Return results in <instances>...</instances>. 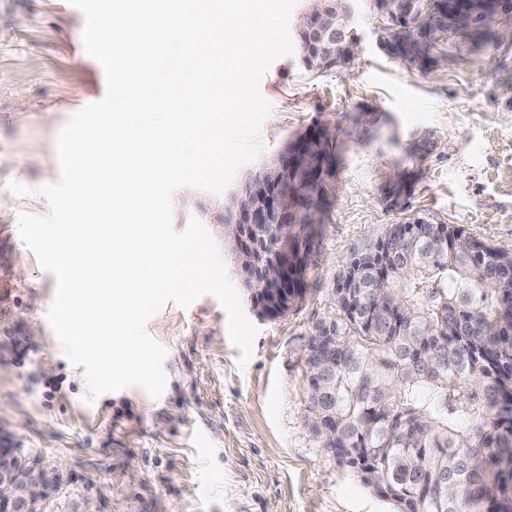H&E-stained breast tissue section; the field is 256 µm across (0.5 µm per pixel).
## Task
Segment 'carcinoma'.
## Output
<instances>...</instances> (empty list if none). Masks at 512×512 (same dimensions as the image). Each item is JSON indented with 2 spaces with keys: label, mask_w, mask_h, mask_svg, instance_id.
<instances>
[{
  "label": "carcinoma",
  "mask_w": 512,
  "mask_h": 512,
  "mask_svg": "<svg viewBox=\"0 0 512 512\" xmlns=\"http://www.w3.org/2000/svg\"><path fill=\"white\" fill-rule=\"evenodd\" d=\"M433 20L379 0L392 51L407 54L469 18L433 0ZM298 62L309 70L349 63L322 51L299 19ZM356 45L351 15L336 23ZM319 161L298 173L321 209L336 145L315 143ZM417 230L392 246L386 267L367 255L358 282L345 260L336 317L320 323L306 353L307 423L336 462L395 512H512V251L454 224L412 220ZM266 251L288 250V298L304 291L312 246L308 224L258 228Z\"/></svg>",
  "instance_id": "1"
}]
</instances>
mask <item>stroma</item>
Listing matches in <instances>:
<instances>
[{
  "label": "stroma",
  "mask_w": 512,
  "mask_h": 512,
  "mask_svg": "<svg viewBox=\"0 0 512 512\" xmlns=\"http://www.w3.org/2000/svg\"><path fill=\"white\" fill-rule=\"evenodd\" d=\"M354 14L349 65L311 76L286 55L260 84L272 106L261 162L315 123L337 137L305 293L274 319L242 295L259 329L242 370L216 298L167 304L148 324L167 350L163 396L130 386L90 405L46 320L55 278L18 236L20 212L49 207L5 184L58 181L57 138L104 97L105 72L82 50L84 16L68 0H0V437L55 474L41 512H393L312 435L308 343L336 315L343 259L385 225L458 224L512 251V8L435 35L413 63L382 47L383 19L363 0ZM425 138L432 149L418 150ZM225 201L180 189L176 230L194 216L218 237Z\"/></svg>",
  "instance_id": "35a3bbf8"
}]
</instances>
